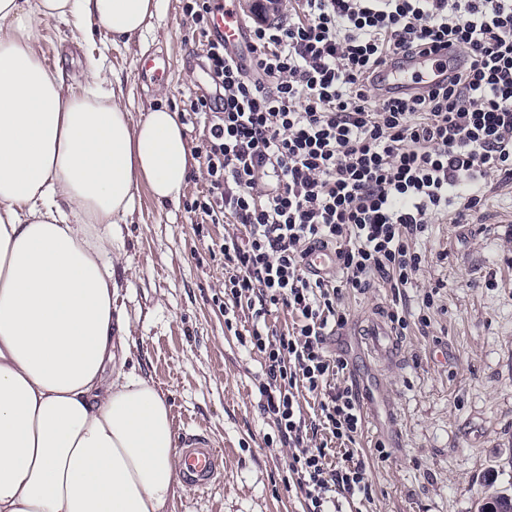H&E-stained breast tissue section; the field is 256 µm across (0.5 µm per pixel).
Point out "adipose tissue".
I'll return each mask as SVG.
<instances>
[{
	"label": "adipose tissue",
	"instance_id": "adipose-tissue-1",
	"mask_svg": "<svg viewBox=\"0 0 512 512\" xmlns=\"http://www.w3.org/2000/svg\"><path fill=\"white\" fill-rule=\"evenodd\" d=\"M160 0H0V512H167L181 455L164 393L128 369L121 223L190 167L168 108L132 121L99 62L74 92L34 45L56 19L131 41Z\"/></svg>",
	"mask_w": 512,
	"mask_h": 512
}]
</instances>
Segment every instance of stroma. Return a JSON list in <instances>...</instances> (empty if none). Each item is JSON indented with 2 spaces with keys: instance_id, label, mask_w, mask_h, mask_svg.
Here are the masks:
<instances>
[{
  "instance_id": "obj_1",
  "label": "stroma",
  "mask_w": 512,
  "mask_h": 512,
  "mask_svg": "<svg viewBox=\"0 0 512 512\" xmlns=\"http://www.w3.org/2000/svg\"><path fill=\"white\" fill-rule=\"evenodd\" d=\"M182 6L161 0L128 45L100 26L86 38L72 24L46 19L36 51L76 90L88 63L100 61L119 77L133 119L155 107L176 111L195 154L179 201L159 202L140 186L117 270L137 374L165 393L175 438L209 434L227 456L220 481L178 492L168 512H302L286 466L290 449L260 410L262 357L237 338L251 328V312L243 310L232 331L220 308V246L244 228L190 210L206 187L197 156L206 130L191 109L201 48ZM156 55L167 59L168 77L143 84L139 68ZM418 248L425 259L407 290L412 314L397 333L393 362L358 354L354 342L369 317L395 309L393 289L379 279L346 294V323L328 348L347 361L339 381L358 391L366 417L356 445L374 489L367 512H477L486 482L512 495V192L488 193L472 223L431 225Z\"/></svg>"
}]
</instances>
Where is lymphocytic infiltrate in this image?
Listing matches in <instances>:
<instances>
[{
    "label": "lymphocytic infiltrate",
    "mask_w": 512,
    "mask_h": 512,
    "mask_svg": "<svg viewBox=\"0 0 512 512\" xmlns=\"http://www.w3.org/2000/svg\"><path fill=\"white\" fill-rule=\"evenodd\" d=\"M183 2L212 76L191 103L207 130V189L191 209L245 229L220 247L224 323L252 312L260 407L291 449L306 512H344L373 489L355 446L360 397L338 384L347 363L326 340L346 321L345 293L375 277L411 286L430 224L468 223L487 192L512 185V0H295L288 18L252 28L246 65L211 39L212 0ZM444 50L447 82L379 92L399 58ZM319 246L336 267L314 278L304 260ZM278 305L295 317L280 334L266 324Z\"/></svg>",
    "instance_id": "obj_1"
}]
</instances>
